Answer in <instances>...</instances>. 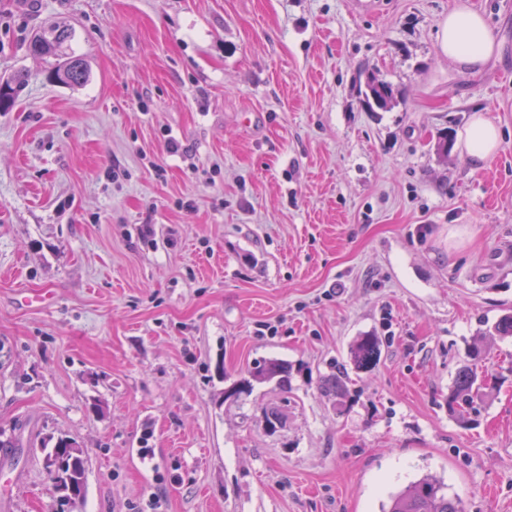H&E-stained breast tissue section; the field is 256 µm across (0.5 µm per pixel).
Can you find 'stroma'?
Masks as SVG:
<instances>
[{
	"instance_id": "obj_1",
	"label": "stroma",
	"mask_w": 512,
	"mask_h": 512,
	"mask_svg": "<svg viewBox=\"0 0 512 512\" xmlns=\"http://www.w3.org/2000/svg\"><path fill=\"white\" fill-rule=\"evenodd\" d=\"M456 2L0 0V78L29 75L0 112V512H381L429 473L512 512V339L478 337L512 310V0H468L498 45L478 74L436 51ZM55 23L61 56L32 54ZM64 56L87 83L50 79ZM371 75L390 109L362 108ZM477 108L503 132L479 167ZM476 343L507 380L463 424ZM266 361L288 388L232 395ZM502 141L500 126L486 110L473 112L464 132L459 135V143L479 163L494 157L499 152ZM351 360L359 370L376 364L380 357V342L377 336H361L351 348ZM500 378L495 376H479L477 367L464 365L456 373L451 392L448 396V408L459 419L464 420L468 409L475 399L489 395L488 390H493ZM45 458H55L61 463L56 473L49 472L54 484L67 494V498L76 502L83 498L75 493V488L82 487L84 475L83 450L77 448L75 444L67 438H58L52 448H47V444L41 445Z\"/></svg>"
}]
</instances>
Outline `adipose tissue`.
<instances>
[{"instance_id":"1","label":"adipose tissue","mask_w":512,"mask_h":512,"mask_svg":"<svg viewBox=\"0 0 512 512\" xmlns=\"http://www.w3.org/2000/svg\"><path fill=\"white\" fill-rule=\"evenodd\" d=\"M437 52L448 66L459 72L480 73L496 53V45L484 16L466 0H458L437 26ZM459 141L468 154L483 163L494 157L503 141L502 131L490 112H473Z\"/></svg>"}]
</instances>
